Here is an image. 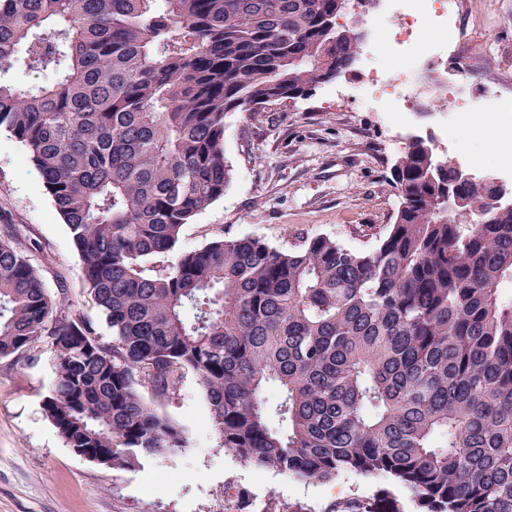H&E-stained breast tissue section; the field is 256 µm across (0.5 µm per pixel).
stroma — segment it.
<instances>
[{
    "mask_svg": "<svg viewBox=\"0 0 512 512\" xmlns=\"http://www.w3.org/2000/svg\"><path fill=\"white\" fill-rule=\"evenodd\" d=\"M469 35L456 51L473 60L475 88L512 82V0H463ZM360 68L318 86L307 99L277 101L224 118L232 179L221 199L181 230L179 250L224 235L281 248L327 236L368 248L394 224L399 199L390 170L413 136L437 140L440 157L484 170L512 187V153L487 139L440 145L445 113L394 116L346 94ZM0 239L28 256L68 316L90 321L103 341L112 331L83 283L80 256L39 173L20 143L0 131ZM48 339L0 356V512H418L413 493L390 476L343 472L315 483L241 462L219 446L205 393L187 373L159 411L188 445L129 466L92 462L70 448L46 416L54 381Z\"/></svg>",
    "mask_w": 512,
    "mask_h": 512,
    "instance_id": "stroma-1",
    "label": "stroma"
}]
</instances>
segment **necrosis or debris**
<instances>
[{
  "instance_id": "necrosis-or-debris-1",
  "label": "necrosis or debris",
  "mask_w": 512,
  "mask_h": 512,
  "mask_svg": "<svg viewBox=\"0 0 512 512\" xmlns=\"http://www.w3.org/2000/svg\"><path fill=\"white\" fill-rule=\"evenodd\" d=\"M460 15V0H379L366 20L372 36L364 42L365 78L353 84L354 95L373 109L407 111L414 87L436 76L449 46L460 43ZM444 91L455 112H472L481 103L512 124V88L493 84L473 95L449 80Z\"/></svg>"
}]
</instances>
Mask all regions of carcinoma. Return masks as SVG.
I'll return each instance as SVG.
<instances>
[{
    "instance_id": "obj_1",
    "label": "carcinoma",
    "mask_w": 512,
    "mask_h": 512,
    "mask_svg": "<svg viewBox=\"0 0 512 512\" xmlns=\"http://www.w3.org/2000/svg\"><path fill=\"white\" fill-rule=\"evenodd\" d=\"M336 0H0V130L67 224L105 343L0 240V356L51 337L45 413L66 443L175 453L157 403L196 374L220 447L312 482L388 474L421 512H512V199L409 143L400 205L367 249L218 238L175 251L231 180L224 116L346 74ZM54 79L9 82L19 49ZM457 202L448 208V193ZM151 398H146L144 392ZM274 396H268V392Z\"/></svg>"
}]
</instances>
